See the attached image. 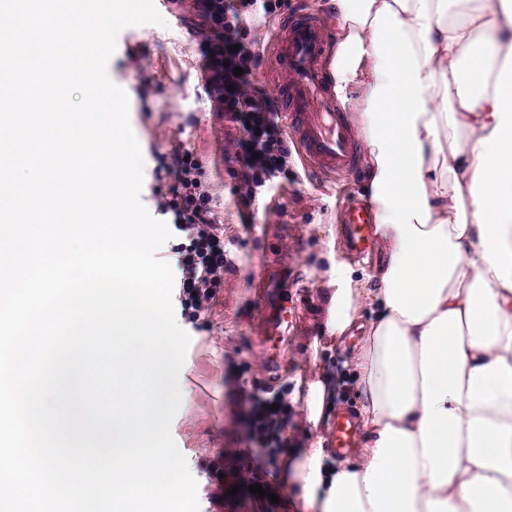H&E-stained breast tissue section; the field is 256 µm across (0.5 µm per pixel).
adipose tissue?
<instances>
[{
	"mask_svg": "<svg viewBox=\"0 0 512 512\" xmlns=\"http://www.w3.org/2000/svg\"><path fill=\"white\" fill-rule=\"evenodd\" d=\"M339 81L366 74L373 289L333 270L365 444L294 451L305 512H512V0H336ZM471 133L458 143L460 130Z\"/></svg>",
	"mask_w": 512,
	"mask_h": 512,
	"instance_id": "1",
	"label": "adipose tissue"
}]
</instances>
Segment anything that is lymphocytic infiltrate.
I'll list each match as a JSON object with an SVG mask.
<instances>
[{
    "instance_id": "obj_1",
    "label": "lymphocytic infiltrate",
    "mask_w": 512,
    "mask_h": 512,
    "mask_svg": "<svg viewBox=\"0 0 512 512\" xmlns=\"http://www.w3.org/2000/svg\"><path fill=\"white\" fill-rule=\"evenodd\" d=\"M283 5L284 0H224L227 66L213 71L209 93L239 129L234 151L225 160L231 165L233 193L243 212L250 210L262 189L288 173L291 146L269 94L252 81L259 55L248 39L257 11L272 14ZM154 177L168 183L169 196L159 206L178 238L175 251L180 277L175 287L186 315L197 320L208 314L224 288L225 272L233 266L224 246V227L215 219L209 187L192 151L178 147L161 157ZM236 388L241 396L245 441L260 454L255 470L270 474L288 446L285 392L254 376L238 377Z\"/></svg>"
}]
</instances>
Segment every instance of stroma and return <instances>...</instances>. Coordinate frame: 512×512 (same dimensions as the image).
Returning a JSON list of instances; mask_svg holds the SVG:
<instances>
[{
	"instance_id": "1",
	"label": "stroma",
	"mask_w": 512,
	"mask_h": 512,
	"mask_svg": "<svg viewBox=\"0 0 512 512\" xmlns=\"http://www.w3.org/2000/svg\"><path fill=\"white\" fill-rule=\"evenodd\" d=\"M166 27L153 25L124 29L107 72L129 97V119L143 159L140 198L149 213H156L154 169L159 157L177 145L191 149L200 160L203 177L211 189V207L224 226V242L235 269L224 276V289L207 321L191 322L177 314L189 334L185 366L192 391L171 423V434L197 481L199 512H302L287 483H279L278 502L251 493L257 477L247 468L242 419L230 400L229 371L249 370L288 391L290 404L287 436L293 448L325 446L328 424L307 423L304 413L306 386L331 373L340 385L337 407L359 410L357 381L345 367L344 347L324 338V296L331 286L333 264H351L361 285L371 283L378 257L353 258L347 250L340 223L342 209L367 202L363 171L342 176H317L291 157L288 176L274 192L258 194L254 226L245 229L233 194L234 180L224 162L238 135L235 123L225 117L207 91L209 77L208 33L195 0H155ZM288 260V284L294 291L287 311L291 321L281 328L272 346L255 335L257 297L253 273L268 254ZM277 359L275 375L263 368L267 354ZM224 458L225 476L245 477L237 494L225 495L223 508L207 500V476L216 456Z\"/></svg>"
}]
</instances>
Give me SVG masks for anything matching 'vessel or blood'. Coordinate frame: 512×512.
<instances>
[{
    "label": "vessel or blood",
    "mask_w": 512,
    "mask_h": 512,
    "mask_svg": "<svg viewBox=\"0 0 512 512\" xmlns=\"http://www.w3.org/2000/svg\"><path fill=\"white\" fill-rule=\"evenodd\" d=\"M267 54L275 79V107L304 165L328 176L345 175L357 168L362 146L347 108L336 93V43L323 14L308 7L282 15ZM341 222L350 251L358 257L370 254L376 244L373 208L349 204ZM256 279L257 304L268 315L260 334L267 339L286 319L288 291L280 287L270 265L260 266ZM356 445L355 416L351 410L342 409L332 421L329 446L339 455Z\"/></svg>",
    "instance_id": "obj_1"
}]
</instances>
